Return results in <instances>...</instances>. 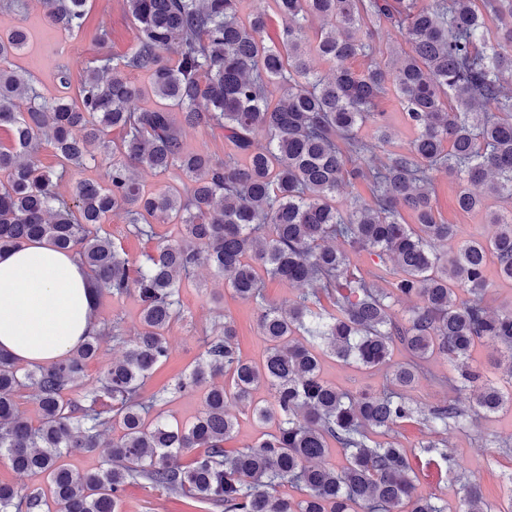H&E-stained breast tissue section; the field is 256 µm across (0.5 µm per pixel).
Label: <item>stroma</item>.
Here are the masks:
<instances>
[{"label":"stroma","mask_w":512,"mask_h":512,"mask_svg":"<svg viewBox=\"0 0 512 512\" xmlns=\"http://www.w3.org/2000/svg\"><path fill=\"white\" fill-rule=\"evenodd\" d=\"M88 20L84 30L69 33L49 24L40 0H27L21 11L0 10V32L22 26L31 34L30 46L12 57L14 65L25 68L35 78L39 88L49 97L62 95L57 81L59 70H68L72 84H79L89 61L97 56L122 54L132 45L131 23L123 0H88ZM111 32L108 44L96 45L93 36L97 29ZM459 182L446 171L434 174L435 209L438 218L446 224L457 225L461 239L484 237L492 226L483 214L466 213L458 209L456 195ZM221 296L211 302L210 293ZM182 315L175 321L168 340L171 353L167 362L147 379L144 392L152 394L175 383L188 373L202 356L212 338L214 322L233 319L237 340L244 358L257 360L263 355L265 342L259 334V312L254 304L232 295L222 280L212 276L206 268L196 269L191 282L180 290ZM139 303L134 295L117 299L105 294L96 308L99 324L120 322L127 337H134L140 325ZM323 377L337 387L358 393L378 390L385 378L376 370L358 369L335 358H326ZM512 434V410L497 416L474 417L463 427L449 428L448 450L468 470L475 473L484 497L493 503L501 502L503 486L512 476V455L495 449L497 437ZM123 512H218L207 504L183 497L171 496L143 483L127 485L122 496Z\"/></svg>","instance_id":"1"}]
</instances>
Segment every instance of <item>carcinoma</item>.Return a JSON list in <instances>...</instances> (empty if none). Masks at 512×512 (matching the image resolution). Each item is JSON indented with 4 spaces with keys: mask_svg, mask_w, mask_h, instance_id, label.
<instances>
[{
    "mask_svg": "<svg viewBox=\"0 0 512 512\" xmlns=\"http://www.w3.org/2000/svg\"><path fill=\"white\" fill-rule=\"evenodd\" d=\"M41 2L51 25L86 26L87 0ZM274 3L285 21L276 43L265 39L269 15L241 17V0H124L132 46L86 67L73 97L46 98L26 70L0 67V124L13 135L11 147L0 148V251L48 239L76 252L98 291L132 292L141 307L137 335L80 401L72 395L102 337L125 342L119 324L47 367L24 369L0 354V457L18 473L42 474L50 491L0 485V512H121L124 487L141 482L224 512H448V502L418 492L411 454L395 434L410 421L428 431L418 453L465 480L455 512H512V487L503 503L487 501L441 438L470 412L490 417L512 406V307L491 311L484 301L489 257L512 281V213L491 216L490 237L441 252L437 245L458 229L438 220L432 177L444 169L458 178L464 212L482 208L489 194L512 199V95L504 91L512 0ZM489 15L501 22L492 38ZM313 18L322 25L311 40ZM390 31L405 41L390 65L362 75L344 67ZM28 43L23 28L0 36V62ZM315 59L333 64V76L318 74ZM132 72L147 77L156 98L137 111L129 103L146 92L127 80ZM391 91L415 137L377 163L374 149L392 131L376 107ZM367 122L370 141L358 137ZM184 124L224 131L233 152L223 161L188 150ZM112 129L122 133L118 145L108 140ZM45 140L54 167L38 160ZM92 163L105 166L104 181L64 195L66 176ZM142 170L180 184L150 190ZM356 182L369 199L339 203ZM120 210L137 237L154 238L155 223L179 227V238L157 242L134 277L128 257L100 233ZM405 211L416 223L404 222ZM361 252L376 257L368 272L353 265ZM201 266L257 306L267 347L260 362L245 359L234 322L214 325L205 353L173 388L203 389L201 410L174 423L164 409L168 390L148 398L140 390L169 358L180 288ZM266 277L304 291L271 305ZM412 296L420 304L396 320L395 303ZM486 340L508 359L504 386L470 363ZM397 348L401 362L392 361ZM327 353L385 370L386 385L338 389L321 375ZM436 355L457 372L440 380L453 396L423 409L408 390L431 377ZM218 376L224 383L212 382ZM262 386L270 399H255ZM24 389L36 424L18 410ZM229 399L263 429L233 453L224 448L237 426ZM116 427L121 435L99 470L67 467V455L98 448ZM195 448L201 452L181 464ZM335 448L344 463L323 465ZM284 486L300 495H280Z\"/></svg>",
    "mask_w": 512,
    "mask_h": 512,
    "instance_id": "cac0c4a2",
    "label": "carcinoma"
}]
</instances>
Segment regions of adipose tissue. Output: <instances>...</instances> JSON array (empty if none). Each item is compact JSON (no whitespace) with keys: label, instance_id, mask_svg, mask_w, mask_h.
<instances>
[{"label":"adipose tissue","instance_id":"adipose-tissue-1","mask_svg":"<svg viewBox=\"0 0 512 512\" xmlns=\"http://www.w3.org/2000/svg\"><path fill=\"white\" fill-rule=\"evenodd\" d=\"M86 269L46 239L0 253V352L26 365L70 354L99 325Z\"/></svg>","mask_w":512,"mask_h":512}]
</instances>
